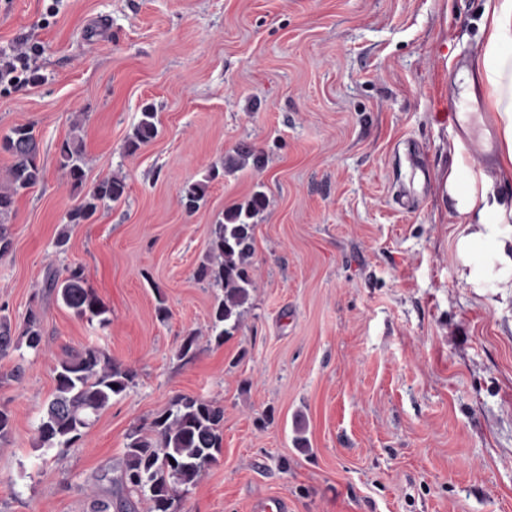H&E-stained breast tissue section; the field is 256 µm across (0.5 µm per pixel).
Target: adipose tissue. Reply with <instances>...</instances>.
Masks as SVG:
<instances>
[{"mask_svg": "<svg viewBox=\"0 0 512 512\" xmlns=\"http://www.w3.org/2000/svg\"><path fill=\"white\" fill-rule=\"evenodd\" d=\"M487 36L482 65L487 81L486 107L495 112L500 132L498 171L512 176V0H484ZM461 210L475 223L490 226L512 221V207L500 204L491 184L460 199Z\"/></svg>", "mask_w": 512, "mask_h": 512, "instance_id": "obj_1", "label": "adipose tissue"}]
</instances>
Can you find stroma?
<instances>
[{
    "instance_id": "stroma-1",
    "label": "stroma",
    "mask_w": 512,
    "mask_h": 512,
    "mask_svg": "<svg viewBox=\"0 0 512 512\" xmlns=\"http://www.w3.org/2000/svg\"><path fill=\"white\" fill-rule=\"evenodd\" d=\"M481 9L0 0V50L41 48L29 83L0 86V137L33 126L44 168L1 226L0 316L18 330L40 309L43 347L0 358V512H91L97 498L149 512L121 483L124 451L180 396L224 410L218 461L180 512H512V268L499 253L512 223L483 232L448 186L457 167L477 184L491 172L450 120L475 110L498 131L475 108ZM147 106L158 133L128 152ZM74 136L87 185L127 183L81 224L67 221L81 197L58 152ZM242 149L263 167L210 178ZM204 179L187 212L184 186ZM257 190L254 287L221 339L224 290L195 271L225 210ZM78 265L105 320L47 286ZM87 347L133 382L70 447L42 445L54 369ZM208 183V180L199 181L183 189L181 204L186 211L193 212L200 207L207 195Z\"/></svg>"
}]
</instances>
